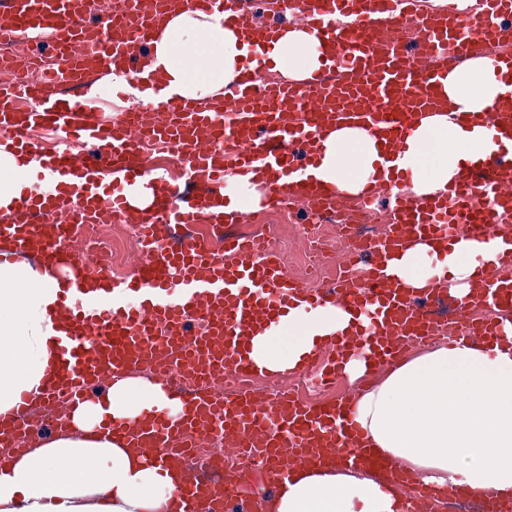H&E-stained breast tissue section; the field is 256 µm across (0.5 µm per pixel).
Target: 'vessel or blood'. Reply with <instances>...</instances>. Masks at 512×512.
I'll list each match as a JSON object with an SVG mask.
<instances>
[{
    "mask_svg": "<svg viewBox=\"0 0 512 512\" xmlns=\"http://www.w3.org/2000/svg\"><path fill=\"white\" fill-rule=\"evenodd\" d=\"M303 31L318 41L320 67L313 77L258 89L259 73L277 47L283 25L256 26L245 0H128L141 24L137 38L112 16L95 13L94 0H0V44L38 33L34 61L44 68L37 83L0 85V143L10 142L20 170L18 193L0 206V244L12 255L38 258L59 272L58 306L73 333L57 338L56 358L37 397L22 396L0 412V447L24 441L26 414L33 405L63 404L75 410L94 396L95 386L160 363L194 367L206 379L232 371L244 378L266 376L248 355L252 336L279 323L298 302L316 308H350L354 322L336 341L334 359L319 375L332 381L345 364L365 358V373L391 368L407 348L425 343L438 323L428 310L440 300L457 313L456 324L483 343L503 336L512 312V278L495 267L479 280L477 293L452 294L448 287L414 289L392 272L390 263L417 239L512 245V0H479L468 10L416 11L415 0H284ZM221 16L225 27L251 37L233 81L226 85L227 107L216 112L199 102L170 96L152 113L149 137L165 143L203 193L190 194L153 173L135 133L137 114L124 110L102 120L88 95L103 75L137 78L140 91L160 94L154 76H143L141 61L154 32L181 9ZM423 31L414 50L398 36L410 17ZM76 43L89 44L71 54ZM493 43L504 44L496 58L503 93L480 112H459L464 128L486 131L478 159L466 163L446 191L414 196L412 179L397 160L419 120L445 102L443 80ZM343 127L381 133L382 176L355 194L326 188L317 176L325 134ZM48 128L62 148L48 153L31 132ZM265 175L262 204L285 201L314 207L369 204L392 193L389 232L354 251L352 275L335 288L310 289L288 276L279 257L260 241L224 238L223 258L198 240L168 245L181 224L220 227L238 223L240 212H226L224 181L230 175ZM67 213L70 223H56ZM135 218L146 241L144 259L125 277L111 278L97 258L78 254L71 239L82 224L119 223ZM109 282L98 295L91 279ZM208 319L207 333H189L190 318ZM167 394L188 409L177 419L158 405L142 408L134 420L105 419L102 431L140 448L150 462L177 469L183 480L169 512H228L250 481L252 450L264 454V480L278 487L303 465L327 456L364 470L383 467L354 438V399L312 405L284 394L266 398L250 390L219 394L181 390L165 383ZM224 438L237 460L232 470L205 479L190 469L188 438Z\"/></svg>",
    "mask_w": 512,
    "mask_h": 512,
    "instance_id": "1",
    "label": "vessel or blood"
}]
</instances>
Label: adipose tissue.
<instances>
[{"label":"adipose tissue","mask_w":512,"mask_h":512,"mask_svg":"<svg viewBox=\"0 0 512 512\" xmlns=\"http://www.w3.org/2000/svg\"><path fill=\"white\" fill-rule=\"evenodd\" d=\"M245 51L237 31L191 9L167 22L145 71L159 75L180 96L217 100ZM320 59L318 43L291 29L271 63L304 80ZM443 85L450 111L423 118L401 158L413 172L411 191L419 196L446 189L460 165L485 147L484 131L458 126L454 113L482 111L502 92L486 58L449 73ZM376 159L373 136L344 128L329 133L319 175L338 190L355 193L373 174ZM499 262V247L460 237L444 249L417 242L393 268L411 287L447 277L453 291L463 295L476 267ZM61 289L52 271L32 263L0 266V412L41 386L53 355L50 339L68 331L52 316ZM350 320L332 305L293 310L279 327L253 339L250 355L272 371L296 368L304 356L345 331ZM505 329L508 346L454 341L401 362L380 384L360 393L353 419L367 447L375 455L401 459L441 491L465 486L512 499V322ZM142 402L164 406L175 417L186 409L160 385L116 380L107 394L71 413L75 435L55 436L0 464V512H166L178 474L99 431L102 408L132 419ZM264 507L266 512H407L409 505L389 479L330 465L296 471Z\"/></svg>","instance_id":"ef3b65f1"}]
</instances>
